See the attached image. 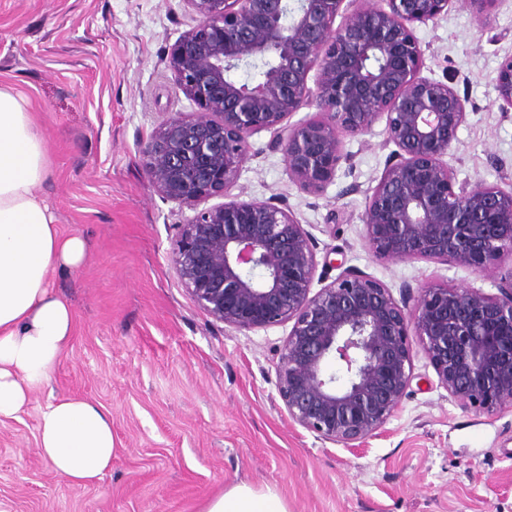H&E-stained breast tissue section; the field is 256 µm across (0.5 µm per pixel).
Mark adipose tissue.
I'll use <instances>...</instances> for the list:
<instances>
[{
    "label": "adipose tissue",
    "mask_w": 512,
    "mask_h": 512,
    "mask_svg": "<svg viewBox=\"0 0 512 512\" xmlns=\"http://www.w3.org/2000/svg\"><path fill=\"white\" fill-rule=\"evenodd\" d=\"M54 175L29 97L0 83V418L16 417L49 384L74 334L73 309L52 278L83 264L87 242L60 232L53 207L38 192ZM39 451L71 485L94 484L117 452L112 417L87 399H51L39 420ZM203 512L288 508L274 490L237 484Z\"/></svg>",
    "instance_id": "obj_1"
}]
</instances>
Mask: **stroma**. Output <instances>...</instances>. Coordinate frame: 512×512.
I'll use <instances>...</instances> for the list:
<instances>
[{
  "instance_id": "obj_1",
  "label": "stroma",
  "mask_w": 512,
  "mask_h": 512,
  "mask_svg": "<svg viewBox=\"0 0 512 512\" xmlns=\"http://www.w3.org/2000/svg\"><path fill=\"white\" fill-rule=\"evenodd\" d=\"M190 24L183 0H0V81L40 113L55 169L39 192L60 231L88 243L81 266L54 276L74 311L71 344L49 385L0 421V512H202L239 483L275 490L288 512H512V411L479 414L450 397L421 344L400 410L352 451L283 406L276 364L290 324L229 327L181 286L171 247L191 212L153 191L140 155L168 117L196 111L166 63ZM415 34L422 76L467 100L447 157L456 182L512 187V112L495 91L512 53V0L482 24L467 0H453ZM271 140L250 138L239 184L244 198H277L312 234L313 289L354 270L395 295L446 284L495 294L468 268L379 260L365 248L366 195L393 151L384 121L344 137L335 179L316 192L292 181ZM52 395L112 416L117 454L95 484H68L39 452Z\"/></svg>"
}]
</instances>
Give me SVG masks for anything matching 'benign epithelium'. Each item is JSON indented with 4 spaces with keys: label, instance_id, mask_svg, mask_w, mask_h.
<instances>
[{
    "label": "benign epithelium",
    "instance_id": "7a95c632",
    "mask_svg": "<svg viewBox=\"0 0 512 512\" xmlns=\"http://www.w3.org/2000/svg\"><path fill=\"white\" fill-rule=\"evenodd\" d=\"M183 2L194 25L167 67L198 112L166 119L141 163L156 192L193 212L175 225L172 262L198 308L237 329L292 323L276 365L279 397L293 422L351 450L398 411L413 379V336L448 395L479 413L511 410L512 340L499 330L512 332V267L495 278L494 296L444 286L398 300L351 270L313 294L311 234L288 208L233 193L254 133L270 131L292 180L320 190L336 176L342 137L383 118L396 150L366 201V249L481 277L512 262V189L455 182L445 157L467 100L421 76L415 26L436 22L454 0H385L344 13L336 28L344 0ZM258 65V83L237 80ZM495 89L511 111L512 54ZM313 102L324 119L289 122ZM214 197L225 201L206 205ZM332 360L340 369L329 373Z\"/></svg>",
    "mask_w": 512,
    "mask_h": 512
}]
</instances>
